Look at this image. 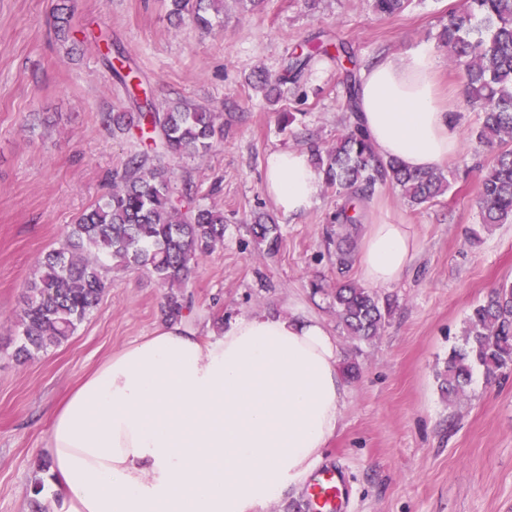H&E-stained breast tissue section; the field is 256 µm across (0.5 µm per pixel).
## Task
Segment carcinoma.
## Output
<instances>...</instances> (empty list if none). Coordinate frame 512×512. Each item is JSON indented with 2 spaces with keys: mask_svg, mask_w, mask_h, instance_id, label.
<instances>
[{
  "mask_svg": "<svg viewBox=\"0 0 512 512\" xmlns=\"http://www.w3.org/2000/svg\"><path fill=\"white\" fill-rule=\"evenodd\" d=\"M69 0L56 5L59 31H69ZM170 14L201 29L224 13V0H168ZM410 0H374L381 15H394ZM439 42L448 47L449 63L465 78L467 102L481 109L474 135L481 147L497 148L493 165L479 175L482 226L512 223V0H460L448 14ZM335 60L320 43L299 45L288 55L281 75L257 77L266 99L281 98V87L297 85L314 60ZM136 111L103 117L112 134L135 130L153 151L174 158L208 154L224 138V124L204 108L177 102L157 110L145 96H132ZM322 184L342 201L330 217L326 247L336 268L332 308L343 330L358 340L381 334L391 299L346 279L357 259L359 227L356 203L391 184L412 207L425 206L448 190L438 170H408L376 154L368 137L348 121L336 144L309 145ZM145 152L131 155L112 179V191L69 225L64 243L36 260L23 307L16 321L18 361H26L66 341L97 308L107 287L106 261L123 269L149 273L170 289L164 314L177 319L185 309L182 288L190 265L224 242V212L195 204L191 188L177 190L174 172L148 166ZM250 234L258 249L273 254L281 243L279 225L264 213L253 216ZM489 380L512 374V284L493 290L475 306L461 332V344L448 353L442 373L448 400L466 396L474 369Z\"/></svg>",
  "mask_w": 512,
  "mask_h": 512,
  "instance_id": "cac0c4a2",
  "label": "carcinoma"
}]
</instances>
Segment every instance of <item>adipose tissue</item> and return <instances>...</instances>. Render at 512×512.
<instances>
[{"label": "adipose tissue", "mask_w": 512, "mask_h": 512, "mask_svg": "<svg viewBox=\"0 0 512 512\" xmlns=\"http://www.w3.org/2000/svg\"><path fill=\"white\" fill-rule=\"evenodd\" d=\"M436 65L421 45L361 71L358 125L382 158L411 170L441 167L461 149ZM320 189L308 151L267 155L264 190L283 214H306ZM419 250L412 225H369L362 281L391 287ZM339 354L314 318L255 313L208 340L166 322L51 410L43 453L52 478L42 493L53 512H263L312 475L339 426L348 395Z\"/></svg>", "instance_id": "obj_1"}]
</instances>
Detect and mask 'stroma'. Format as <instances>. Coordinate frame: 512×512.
I'll return each instance as SVG.
<instances>
[{"label":"stroma","instance_id":"stroma-1","mask_svg":"<svg viewBox=\"0 0 512 512\" xmlns=\"http://www.w3.org/2000/svg\"><path fill=\"white\" fill-rule=\"evenodd\" d=\"M458 0H412L376 14L373 0H261L247 10L224 0L211 29L175 25L167 0H72L69 36L57 0H0V512H32L50 411L77 382L163 323L167 288L140 270L112 271L94 312L61 345L17 362L15 322L36 259L109 190L137 134L114 136L105 113L130 107L127 89L104 63L108 49L131 58L158 109L180 100L222 114L224 141L202 157L156 161L191 183L198 203L224 213V242L192 265L182 319L201 335L268 312L322 320L342 360H357L337 432L318 468H342L349 512H512V378L475 373L466 398L451 402L438 376L472 308L512 284V224L481 230L478 176L494 150L471 134L481 114L467 105L462 74L438 35ZM328 35L358 66L402 58L419 45L437 58L440 92L461 118L460 154L443 165L447 193L415 209L397 188L378 187L361 226L414 225L420 252L386 293L393 311L373 341L338 326L327 295L336 277L324 234L336 198L320 192L304 216L283 215L263 188L266 156L316 143L328 148L346 127V73L331 63L307 70L299 88L269 104L252 82L278 75L292 48ZM281 227L274 255L247 229L254 213Z\"/></svg>","mask_w":512,"mask_h":512}]
</instances>
